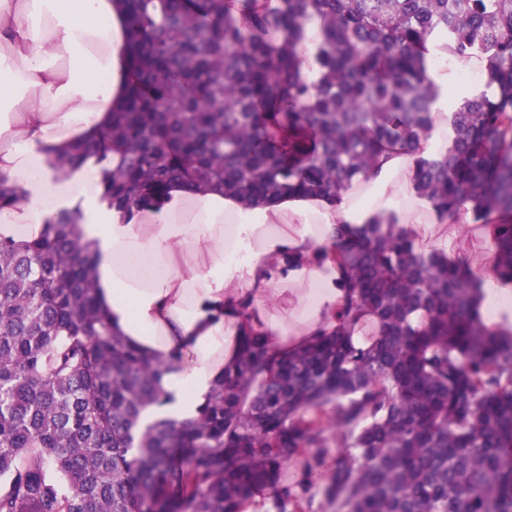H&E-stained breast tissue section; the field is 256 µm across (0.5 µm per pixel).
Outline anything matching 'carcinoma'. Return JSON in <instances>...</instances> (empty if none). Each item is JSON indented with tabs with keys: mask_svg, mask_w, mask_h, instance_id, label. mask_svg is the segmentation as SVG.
<instances>
[{
	"mask_svg": "<svg viewBox=\"0 0 512 512\" xmlns=\"http://www.w3.org/2000/svg\"><path fill=\"white\" fill-rule=\"evenodd\" d=\"M131 79L104 147V198L130 212L174 181L245 206L334 198L381 146L433 127L431 37L486 60L484 90L448 115L452 139L416 159L415 189L497 224L512 278V0H276L242 28L232 0H121ZM319 77L299 75L304 24ZM350 306L379 320L367 350L340 335L278 362L252 341L191 422L147 420L164 366L112 331L95 254L61 213L25 248L0 242V512H239L283 469L309 472L334 441L321 495L333 512H512V332L473 309L476 282L393 226L343 233ZM422 312L426 327L413 328ZM313 448L315 452L307 454Z\"/></svg>",
	"mask_w": 512,
	"mask_h": 512,
	"instance_id": "carcinoma-1",
	"label": "carcinoma"
}]
</instances>
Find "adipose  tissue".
<instances>
[{
  "mask_svg": "<svg viewBox=\"0 0 512 512\" xmlns=\"http://www.w3.org/2000/svg\"><path fill=\"white\" fill-rule=\"evenodd\" d=\"M127 41L119 0H0V182L15 194L0 205V239L20 248L60 213L78 221L95 247L97 302L113 331L165 365V412L197 417L257 337L277 358L339 332L356 348L371 346L376 319L350 308L349 279L334 257L341 227L393 225L418 252L480 283L476 307L489 329H512V279L492 273L493 226L474 223L470 204L447 213L420 196L415 157L400 148L383 147L336 199L287 195L260 208L175 182L126 215L102 200L95 159L56 175L55 157L111 125L129 78ZM447 56L443 42L429 41L437 96L427 157L448 149ZM452 236L477 238L481 260L452 250Z\"/></svg>",
  "mask_w": 512,
  "mask_h": 512,
  "instance_id": "ef3b65f1",
  "label": "adipose tissue"
}]
</instances>
